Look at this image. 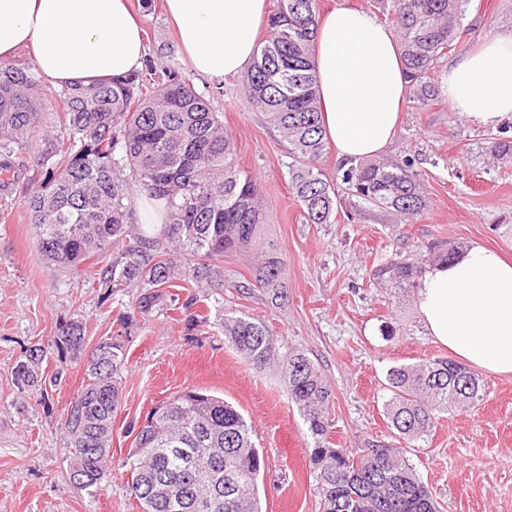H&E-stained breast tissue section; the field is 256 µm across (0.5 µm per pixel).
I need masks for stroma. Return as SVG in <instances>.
I'll list each match as a JSON object with an SVG mask.
<instances>
[{"label": "stroma", "instance_id": "1", "mask_svg": "<svg viewBox=\"0 0 512 512\" xmlns=\"http://www.w3.org/2000/svg\"><path fill=\"white\" fill-rule=\"evenodd\" d=\"M131 6L142 19L157 77L175 69L223 113L235 164L256 178L266 221L255 246L225 253V288L204 301L206 321L192 324L165 305L141 315L134 306L138 289L114 293L49 263L22 205L24 191L39 187V171L0 187V512H141L124 465L131 430L187 389L224 398L252 422L265 462L261 512H319L308 463L313 440L288 398L280 364L253 370L225 343L217 316L233 309L255 318L273 334L280 354L299 351L316 365L333 388L331 447L359 448L368 439L394 443L384 409L388 369L448 350L428 336L415 289L376 282L373 273L387 262L425 254L437 242H479L512 258V161L493 159L488 150L491 139L512 141V122L482 127L447 100L423 105L405 99L382 158L412 159L422 212L406 219L344 194L330 223L309 224L288 185L290 145L245 98L243 76L194 73L159 0H131ZM462 27L448 58L512 30V0H470ZM260 248L274 249L285 261L283 301L273 304L258 291L236 287L251 279ZM70 322L82 326L84 343L80 352L62 354L54 340ZM385 325L391 336H382ZM116 335L127 353L121 403L101 486L85 490L71 477L62 416L84 384L94 347ZM36 347L45 352L39 369L48 383L18 387L16 366ZM482 382V401L442 414L407 452L441 512H512V377L486 374Z\"/></svg>", "mask_w": 512, "mask_h": 512}]
</instances>
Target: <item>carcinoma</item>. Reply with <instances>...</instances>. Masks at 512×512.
I'll list each match as a JSON object with an SVG mask.
<instances>
[{
	"label": "carcinoma",
	"instance_id": "obj_1",
	"mask_svg": "<svg viewBox=\"0 0 512 512\" xmlns=\"http://www.w3.org/2000/svg\"><path fill=\"white\" fill-rule=\"evenodd\" d=\"M468 0H391L413 97L439 96L438 63L460 39L458 25ZM317 0H277L270 35L257 49L245 81L252 106L266 115L291 145L288 182L310 224H329L338 191L323 174L326 151L316 85L314 40ZM153 69L121 77L73 83L60 95L55 120L37 101L39 74L0 65V174L26 169L30 144L42 136L43 180L24 194L22 205L38 244L53 265L113 291L139 288L135 309L152 313L169 297L189 311L193 288H224V253L255 243L265 213L256 181L234 162V142L224 121L193 85L169 72L153 82ZM60 156L65 167L49 165ZM336 179L364 202L406 217L425 205L412 163H342ZM139 192L165 203L162 224H139L128 204ZM460 246L436 244L422 258L390 261L375 271L379 280L414 285L425 266L454 257ZM272 301L287 292L285 263L262 250L254 279L235 284ZM167 288L190 292L185 300ZM224 340L262 371L278 359L265 325L234 311L220 319ZM84 342L75 323L58 329L56 348L77 350ZM125 349L118 338L101 340L87 370L88 383L70 401L62 426L73 449L72 471L80 487L98 486L112 445V419L121 400ZM39 354L19 366L17 381L41 382ZM288 399L313 439L309 468L319 512H439L432 491L406 459L407 449L377 440L351 452L325 445L332 390L302 353L285 357ZM471 386L462 387L464 381ZM384 407L397 435L411 443L429 435L452 409L482 400L476 374L448 357L387 371ZM263 465L251 424L224 399L185 391L153 409L137 429L127 457L130 490L142 512H258ZM211 488L209 506H192L197 487Z\"/></svg>",
	"mask_w": 512,
	"mask_h": 512
}]
</instances>
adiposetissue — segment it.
Wrapping results in <instances>:
<instances>
[{
    "label": "adipose tissue",
    "mask_w": 512,
    "mask_h": 512,
    "mask_svg": "<svg viewBox=\"0 0 512 512\" xmlns=\"http://www.w3.org/2000/svg\"><path fill=\"white\" fill-rule=\"evenodd\" d=\"M130 0H0V63L23 48L52 85L139 70L143 30ZM181 51L198 74L243 73L257 50L266 0H163ZM315 64L326 133L339 161L378 157L392 143L409 81L393 28L338 6L320 16ZM451 108L484 127L512 120V31L484 40L447 68ZM429 336L456 360L512 376V261L480 244L430 266L416 293Z\"/></svg>",
    "instance_id": "1"
}]
</instances>
